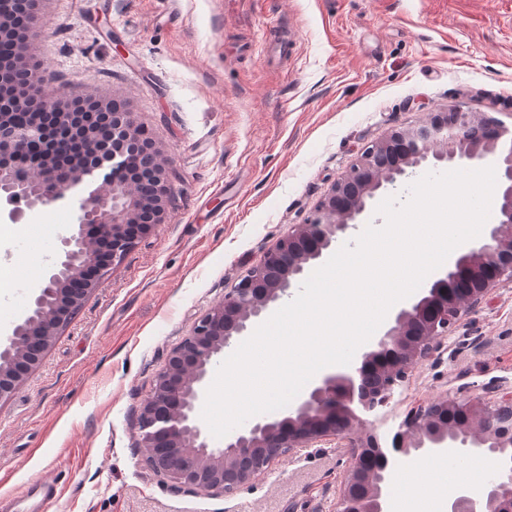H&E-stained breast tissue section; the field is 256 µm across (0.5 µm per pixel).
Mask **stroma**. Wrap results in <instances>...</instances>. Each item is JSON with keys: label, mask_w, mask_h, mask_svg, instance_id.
<instances>
[{"label": "stroma", "mask_w": 512, "mask_h": 512, "mask_svg": "<svg viewBox=\"0 0 512 512\" xmlns=\"http://www.w3.org/2000/svg\"><path fill=\"white\" fill-rule=\"evenodd\" d=\"M28 43L48 86L125 103L170 159L174 193L0 401V499L55 468L43 512H334L342 444L296 449L230 495L177 492L138 451L137 410L170 350L364 145L455 101L512 129V0H49ZM77 202L0 216L14 279L0 338L61 255ZM511 388L512 283L397 388L378 432L447 392Z\"/></svg>", "instance_id": "35a3bbf8"}]
</instances>
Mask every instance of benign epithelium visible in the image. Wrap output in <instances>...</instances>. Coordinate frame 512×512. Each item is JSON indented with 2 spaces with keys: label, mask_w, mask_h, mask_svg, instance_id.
Instances as JSON below:
<instances>
[{
  "label": "benign epithelium",
  "mask_w": 512,
  "mask_h": 512,
  "mask_svg": "<svg viewBox=\"0 0 512 512\" xmlns=\"http://www.w3.org/2000/svg\"><path fill=\"white\" fill-rule=\"evenodd\" d=\"M23 63L26 83L13 100L14 109L39 104L57 112L62 127L71 128L74 114L48 92L40 65L27 58ZM91 123L88 116L80 124L83 158L29 185L1 159L24 154L42 130L16 125L0 114V203L13 220L60 199L93 165L112 163L115 177L127 171L142 144L158 160L149 196L142 198L127 186L122 195L112 189L80 200L77 230L62 239V259L36 288L6 343L0 344V400L39 366L110 267L163 223L171 195L170 168L149 132L132 113L115 112L112 141L106 144ZM507 133L496 117L454 102L427 113L417 125L394 127L365 145L310 219L292 225L171 349L137 412L146 466L179 491L231 494L267 474L277 458L295 448L342 439L348 442L350 463L336 512H390L388 478L399 460L470 453L491 458L494 467L478 496L460 489L447 512H512V390L492 400L445 394L411 409L386 439L376 422L366 418L390 405L395 386L438 348L465 312L495 287L512 283V142H503ZM431 159L497 167L498 222L449 257L349 366L321 375L287 409L254 416L224 436V445L211 447L195 417L211 368L332 253L368 201Z\"/></svg>",
  "instance_id": "1"
}]
</instances>
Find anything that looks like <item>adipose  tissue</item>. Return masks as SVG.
<instances>
[{
  "label": "adipose tissue",
  "mask_w": 512,
  "mask_h": 512,
  "mask_svg": "<svg viewBox=\"0 0 512 512\" xmlns=\"http://www.w3.org/2000/svg\"><path fill=\"white\" fill-rule=\"evenodd\" d=\"M461 477L441 464L430 469L427 477L416 480L411 469L395 475L392 512H440L444 501L451 496Z\"/></svg>",
  "instance_id": "1"
}]
</instances>
